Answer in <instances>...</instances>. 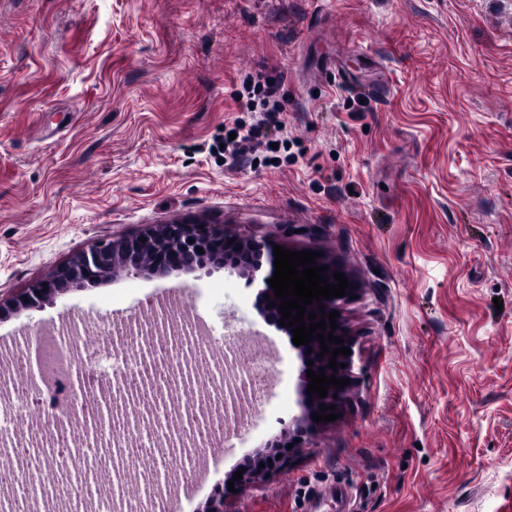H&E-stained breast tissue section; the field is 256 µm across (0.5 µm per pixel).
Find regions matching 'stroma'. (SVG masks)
Returning <instances> with one entry per match:
<instances>
[{
    "label": "stroma",
    "instance_id": "35a3bbf8",
    "mask_svg": "<svg viewBox=\"0 0 512 512\" xmlns=\"http://www.w3.org/2000/svg\"><path fill=\"white\" fill-rule=\"evenodd\" d=\"M258 71L288 146L231 167L225 129L257 118L233 93ZM197 219L320 252L355 286L338 419L247 489L224 475L287 434L305 373L246 276L119 273L0 334L64 315L94 344L181 286L215 339L273 347L254 408L208 451L223 464L203 494L226 512H512V0H0V301L95 241ZM151 444L140 428L99 470L143 512L126 461Z\"/></svg>",
    "mask_w": 512,
    "mask_h": 512
}]
</instances>
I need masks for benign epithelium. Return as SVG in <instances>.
I'll return each mask as SVG.
<instances>
[{
    "mask_svg": "<svg viewBox=\"0 0 512 512\" xmlns=\"http://www.w3.org/2000/svg\"><path fill=\"white\" fill-rule=\"evenodd\" d=\"M145 241H140V238ZM203 249L198 253L197 249ZM273 249L262 241L237 238L219 225L202 221L165 224L138 234L106 242H94L87 249L73 255L53 272L26 288L8 303L0 302V314H10L15 309L36 310L55 296L73 287L97 284L104 277L120 268L129 275L167 276L176 271L191 272L208 263L218 264L231 270L243 268L248 273V282L260 280L258 299L260 313L266 322L279 326L282 319L280 310L270 306L275 301L274 290L268 279L274 273ZM270 298H265V295ZM312 352H307V348ZM329 353L321 354L320 341L313 340L308 346L297 347L301 361L314 362L311 369L324 370L327 376L345 378L352 371L353 356L338 355L336 363L346 364L344 368H329L330 351L336 345L329 344ZM347 397L346 389L329 387L327 397L303 393L306 401L300 414L294 418L295 433L303 438L308 433V417L311 406L338 405Z\"/></svg>",
    "mask_w": 512,
    "mask_h": 512,
    "instance_id": "7a95c632",
    "label": "benign epithelium"
}]
</instances>
